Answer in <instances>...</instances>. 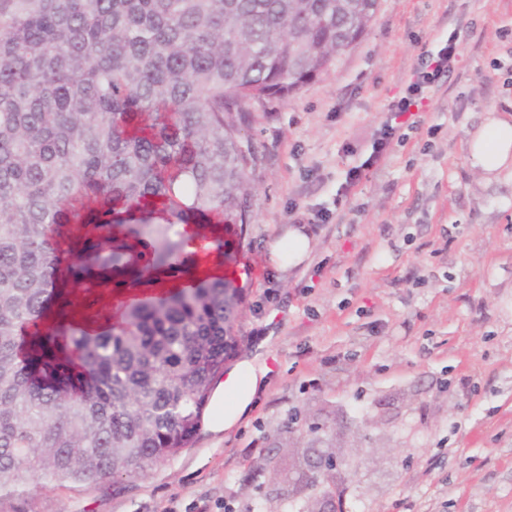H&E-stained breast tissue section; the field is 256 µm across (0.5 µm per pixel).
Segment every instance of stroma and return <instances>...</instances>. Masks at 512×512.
Here are the masks:
<instances>
[{"mask_svg": "<svg viewBox=\"0 0 512 512\" xmlns=\"http://www.w3.org/2000/svg\"><path fill=\"white\" fill-rule=\"evenodd\" d=\"M459 32L433 100L405 115L379 168L346 187L423 46ZM512 0H378L364 37L283 101L239 115L257 162L252 219L232 247L238 347L264 374L229 429L202 424L147 473L21 484L0 512H164L204 499L249 512H512V180L472 171L466 140L512 113ZM309 260L278 272L267 244L311 209ZM354 470L302 499L315 448Z\"/></svg>", "mask_w": 512, "mask_h": 512, "instance_id": "stroma-1", "label": "stroma"}]
</instances>
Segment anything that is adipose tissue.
<instances>
[{
	"label": "adipose tissue",
	"instance_id": "adipose-tissue-1",
	"mask_svg": "<svg viewBox=\"0 0 512 512\" xmlns=\"http://www.w3.org/2000/svg\"><path fill=\"white\" fill-rule=\"evenodd\" d=\"M467 161L486 181L512 175V114L489 113L485 121L473 130L466 142ZM269 257L278 270L287 271L302 265L312 251V239L301 226H291L268 244ZM229 379L235 386L233 403L217 401L213 414L215 429L234 422L250 402L259 374L249 363L233 369Z\"/></svg>",
	"mask_w": 512,
	"mask_h": 512
}]
</instances>
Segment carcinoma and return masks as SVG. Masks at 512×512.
Listing matches in <instances>:
<instances>
[{
  "mask_svg": "<svg viewBox=\"0 0 512 512\" xmlns=\"http://www.w3.org/2000/svg\"><path fill=\"white\" fill-rule=\"evenodd\" d=\"M377 0H0V494L187 447L238 341L203 272L249 223L235 113L353 47ZM139 292L112 303V293Z\"/></svg>",
  "mask_w": 512,
  "mask_h": 512,
  "instance_id": "cac0c4a2",
  "label": "carcinoma"
}]
</instances>
